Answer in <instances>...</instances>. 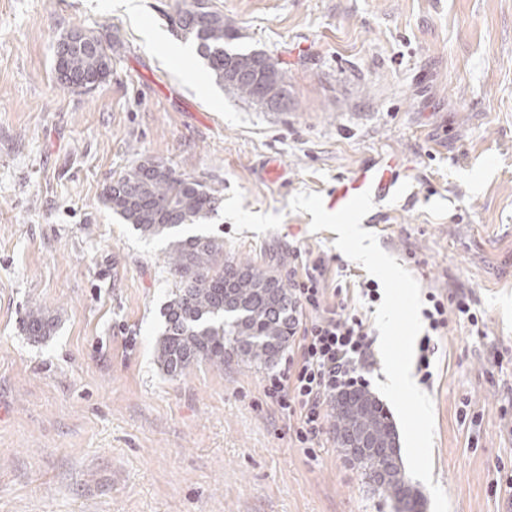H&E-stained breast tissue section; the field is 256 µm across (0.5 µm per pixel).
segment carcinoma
<instances>
[{"label":"carcinoma","instance_id":"carcinoma-1","mask_svg":"<svg viewBox=\"0 0 512 512\" xmlns=\"http://www.w3.org/2000/svg\"><path fill=\"white\" fill-rule=\"evenodd\" d=\"M177 34L197 45L209 76L224 90L255 105L261 84L288 88L285 73L263 52L231 48L237 30L224 21L209 0H182L173 18ZM55 61L65 87L80 81L92 88L110 72L102 40L83 33L78 45L62 37ZM104 202L146 237L170 236L168 263L178 278L163 308L164 329L157 363L175 377L200 363L224 366V359L269 367L287 348L297 320V306L283 281L271 270L224 259V240L211 235L182 237L187 224H204L223 199L218 190L176 174L161 162L145 159L128 167L103 188ZM55 318L40 308L29 311L26 330L44 338ZM336 445L361 470L372 490L393 504L394 512H422L419 493L409 484L397 455L396 427L382 403L368 390L342 391L331 401Z\"/></svg>","mask_w":512,"mask_h":512}]
</instances>
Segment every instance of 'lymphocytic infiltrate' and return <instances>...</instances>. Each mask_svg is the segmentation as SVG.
<instances>
[{"instance_id":"lymphocytic-infiltrate-1","label":"lymphocytic infiltrate","mask_w":512,"mask_h":512,"mask_svg":"<svg viewBox=\"0 0 512 512\" xmlns=\"http://www.w3.org/2000/svg\"><path fill=\"white\" fill-rule=\"evenodd\" d=\"M296 304L307 312L299 331L295 354L289 355L282 370L265 379L263 394L267 401L296 419L295 440L304 451H311L324 430V407L336 393L364 389L370 384L372 340L365 313L351 307L352 294L365 303L379 300V285L371 279L355 281L352 287L327 288L322 258L306 260L293 280ZM337 304H329V297ZM422 315L428 332L419 343L417 370L430 379L435 354L434 334L448 327L449 314H456L475 332H482L484 321L474 309L472 298L464 291L441 297L428 294Z\"/></svg>"}]
</instances>
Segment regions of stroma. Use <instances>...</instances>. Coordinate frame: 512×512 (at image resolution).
I'll use <instances>...</instances> for the list:
<instances>
[{
	"label": "stroma",
	"mask_w": 512,
	"mask_h": 512,
	"mask_svg": "<svg viewBox=\"0 0 512 512\" xmlns=\"http://www.w3.org/2000/svg\"><path fill=\"white\" fill-rule=\"evenodd\" d=\"M179 2L0 0V512H392L332 430L298 447L266 370L159 369L168 241L101 197L141 158L219 190L187 233L288 283L322 257L330 288L367 273L291 198L370 159L407 166L377 209L380 247L485 321L478 336L449 315L435 339L433 480L450 512H512V0H210L285 72L277 110L210 80L170 24ZM73 29L110 46L91 90L56 78ZM34 307L52 336L27 335Z\"/></svg>",
	"instance_id": "35a3bbf8"
}]
</instances>
